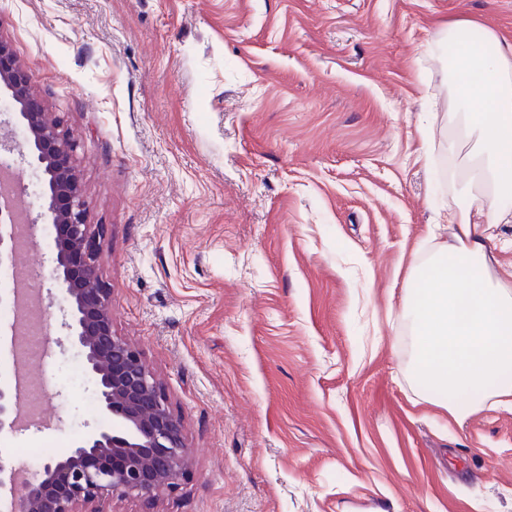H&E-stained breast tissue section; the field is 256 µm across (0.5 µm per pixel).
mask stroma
<instances>
[{"label": "stroma", "mask_w": 512, "mask_h": 512, "mask_svg": "<svg viewBox=\"0 0 512 512\" xmlns=\"http://www.w3.org/2000/svg\"><path fill=\"white\" fill-rule=\"evenodd\" d=\"M512 44V0H0L47 110L80 140L112 324L184 425L177 491L102 512H512V408L422 403L403 288L453 238L441 31ZM36 236L46 425L86 436L93 382Z\"/></svg>", "instance_id": "1"}]
</instances>
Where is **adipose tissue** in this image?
<instances>
[{"instance_id": "1", "label": "adipose tissue", "mask_w": 512, "mask_h": 512, "mask_svg": "<svg viewBox=\"0 0 512 512\" xmlns=\"http://www.w3.org/2000/svg\"><path fill=\"white\" fill-rule=\"evenodd\" d=\"M493 53L461 46L455 72L460 132L474 140L462 204L446 221L455 241L412 265L403 294L413 329L407 369L423 401L460 419L486 405L512 407V282L493 268L492 230L512 224V46L485 31Z\"/></svg>"}]
</instances>
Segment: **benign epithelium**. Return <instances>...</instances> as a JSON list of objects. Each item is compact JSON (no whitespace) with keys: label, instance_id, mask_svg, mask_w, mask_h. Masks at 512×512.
<instances>
[{"label":"benign epithelium","instance_id":"obj_1","mask_svg":"<svg viewBox=\"0 0 512 512\" xmlns=\"http://www.w3.org/2000/svg\"><path fill=\"white\" fill-rule=\"evenodd\" d=\"M0 87L17 103L16 119L42 174L40 217L54 230L52 276L66 302L64 326L84 354L102 414L68 455L38 474L25 477L0 457V475L9 473L12 483L10 512H83L114 495L153 501L175 491L191 463L182 423L141 351L114 333L112 292L100 274L105 225L88 221L78 143L61 118L44 111L30 75L1 37ZM20 209L14 184L0 189V274L14 269ZM18 418L15 389L0 369V432L15 429Z\"/></svg>","mask_w":512,"mask_h":512}]
</instances>
